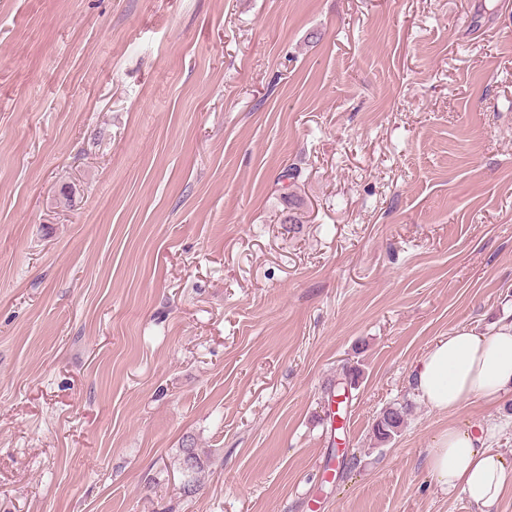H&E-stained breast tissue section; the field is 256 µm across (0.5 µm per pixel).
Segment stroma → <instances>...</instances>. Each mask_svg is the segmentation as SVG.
Segmentation results:
<instances>
[{
	"instance_id": "35a3bbf8",
	"label": "stroma",
	"mask_w": 512,
	"mask_h": 512,
	"mask_svg": "<svg viewBox=\"0 0 512 512\" xmlns=\"http://www.w3.org/2000/svg\"><path fill=\"white\" fill-rule=\"evenodd\" d=\"M511 321L512 0H0V512H474L409 377ZM405 407H389L380 413L373 426L378 443H387L399 433L404 423ZM203 462L195 448L186 447L181 449L180 469L184 477L182 493L190 497L198 490L196 474L201 470Z\"/></svg>"
}]
</instances>
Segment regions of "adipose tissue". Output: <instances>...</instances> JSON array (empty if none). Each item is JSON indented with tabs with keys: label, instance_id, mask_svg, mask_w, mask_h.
<instances>
[{
	"label": "adipose tissue",
	"instance_id": "obj_1",
	"mask_svg": "<svg viewBox=\"0 0 512 512\" xmlns=\"http://www.w3.org/2000/svg\"><path fill=\"white\" fill-rule=\"evenodd\" d=\"M410 382L432 409L499 402L512 394V323L489 335L457 331L437 339L415 362ZM427 468L447 492L462 491L476 512H496L512 490V459L489 447L477 427L451 425L434 439Z\"/></svg>",
	"mask_w": 512,
	"mask_h": 512
}]
</instances>
